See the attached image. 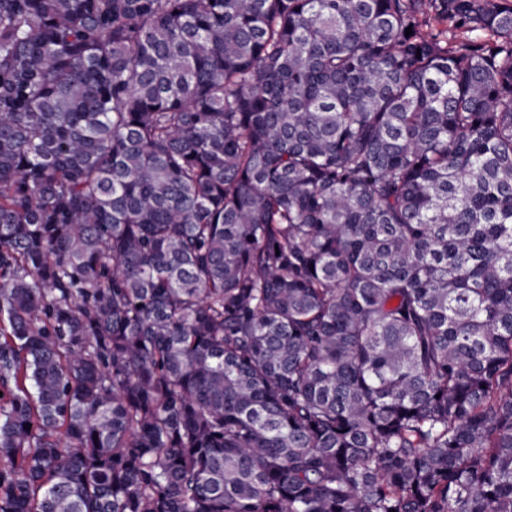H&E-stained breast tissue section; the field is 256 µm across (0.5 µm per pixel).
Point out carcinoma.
Returning a JSON list of instances; mask_svg holds the SVG:
<instances>
[{"label": "carcinoma", "instance_id": "carcinoma-1", "mask_svg": "<svg viewBox=\"0 0 512 512\" xmlns=\"http://www.w3.org/2000/svg\"><path fill=\"white\" fill-rule=\"evenodd\" d=\"M0 512H512V0H0Z\"/></svg>", "mask_w": 512, "mask_h": 512}]
</instances>
